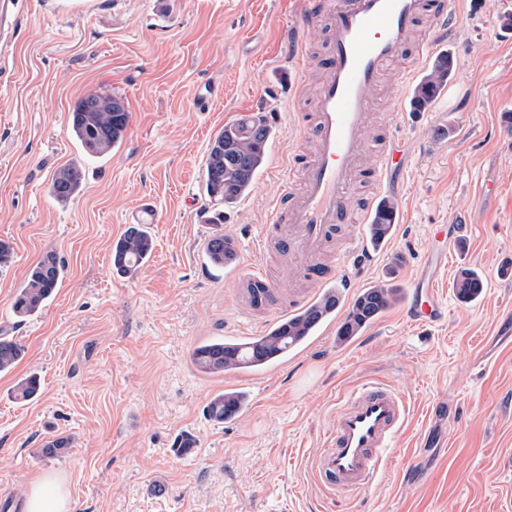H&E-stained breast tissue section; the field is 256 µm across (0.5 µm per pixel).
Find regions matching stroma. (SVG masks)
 <instances>
[{
	"instance_id": "stroma-1",
	"label": "stroma",
	"mask_w": 512,
	"mask_h": 512,
	"mask_svg": "<svg viewBox=\"0 0 512 512\" xmlns=\"http://www.w3.org/2000/svg\"><path fill=\"white\" fill-rule=\"evenodd\" d=\"M464 11L438 48L455 60L453 80L397 131L408 158L390 188L406 221L363 274L335 283L347 304L380 282L397 300L350 341L333 321L272 368L213 378L193 366L196 345L273 324L266 308L244 309L237 277L208 263L204 243L222 231L244 268L256 261L297 146L280 41L300 0H27L16 39L0 47V240L14 252L0 268V335L26 351L0 372V512H24V491L51 473L74 512H323L312 458L343 397L367 380L403 393L409 413L393 462L334 512H512V125L495 123L512 112L501 25L512 0H465ZM90 93L120 96L130 116L101 158L69 129ZM245 112L266 114L273 137L250 191L227 206L207 193L206 152ZM67 166L82 183L61 204L50 187ZM148 198L153 252L137 275L117 277L112 244ZM460 216L471 232L435 280L444 317L420 325L409 284L432 225ZM49 250L65 277L38 313L17 318L16 290ZM465 268L485 282L469 304L453 288ZM31 374L40 392L17 402ZM224 390L247 393L243 419L208 418ZM185 431L197 440L188 458L174 451ZM58 437L71 440L65 453L42 456ZM159 483L166 498L152 492Z\"/></svg>"
}]
</instances>
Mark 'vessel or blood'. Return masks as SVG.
I'll return each mask as SVG.
<instances>
[{"label": "vessel or blood", "mask_w": 512, "mask_h": 512, "mask_svg": "<svg viewBox=\"0 0 512 512\" xmlns=\"http://www.w3.org/2000/svg\"><path fill=\"white\" fill-rule=\"evenodd\" d=\"M23 8L24 0H0V45L14 39ZM424 19L431 26L421 37L417 25ZM463 19L452 0H318L315 7L304 9L301 26L288 32V53L296 63H303L306 55V26L320 28L332 47L319 61L312 118L297 126L299 141L311 149L290 156L271 217L255 244L261 255L268 243H276L288 255L290 275L312 282L313 288L282 305L262 266L252 267L239 280L246 290L264 288L262 303L279 306L276 321H297L327 297L332 279L349 278L372 262L360 232H353L341 247L336 238L346 225L368 224L376 215L377 198L354 203L357 184L367 180L383 188L406 163V146L394 135H387L379 148L371 146L375 91L381 77L392 73L394 110L403 112L411 75L399 62L408 47L417 45L416 58L424 60ZM443 260L440 253L428 256L425 272L412 282L410 314L418 323L443 318L427 275ZM407 415L406 397L377 382L358 384L339 404L324 446L313 459L314 476L329 493L328 507H335L337 499L361 496L376 484L393 458Z\"/></svg>", "instance_id": "b4317fda"}]
</instances>
